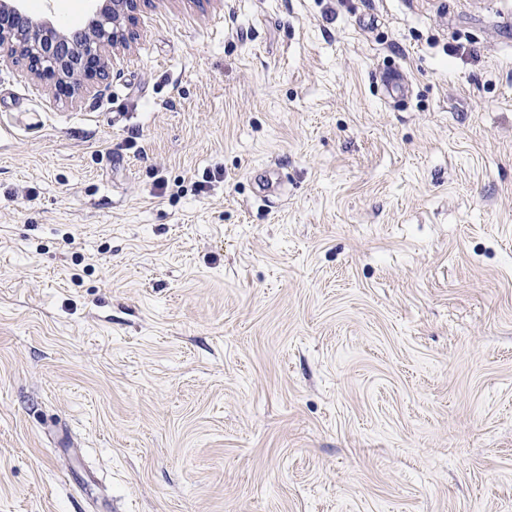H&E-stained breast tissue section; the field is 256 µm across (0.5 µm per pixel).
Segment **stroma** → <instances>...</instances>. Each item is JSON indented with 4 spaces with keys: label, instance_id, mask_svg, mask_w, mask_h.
Instances as JSON below:
<instances>
[{
    "label": "stroma",
    "instance_id": "35a3bbf8",
    "mask_svg": "<svg viewBox=\"0 0 512 512\" xmlns=\"http://www.w3.org/2000/svg\"><path fill=\"white\" fill-rule=\"evenodd\" d=\"M135 32L0 68V512H512V0Z\"/></svg>",
    "mask_w": 512,
    "mask_h": 512
}]
</instances>
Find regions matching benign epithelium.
<instances>
[{
  "mask_svg": "<svg viewBox=\"0 0 512 512\" xmlns=\"http://www.w3.org/2000/svg\"><path fill=\"white\" fill-rule=\"evenodd\" d=\"M88 37L74 42L46 19L23 14L22 0H0V64L26 66L76 102L108 77L107 54L133 38L139 0H95Z\"/></svg>",
  "mask_w": 512,
  "mask_h": 512,
  "instance_id": "obj_1",
  "label": "benign epithelium"
}]
</instances>
